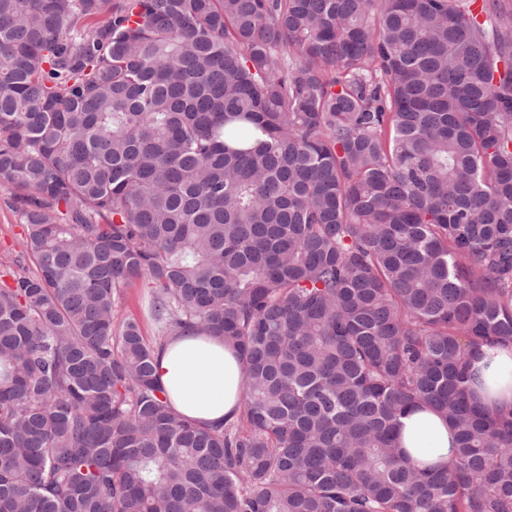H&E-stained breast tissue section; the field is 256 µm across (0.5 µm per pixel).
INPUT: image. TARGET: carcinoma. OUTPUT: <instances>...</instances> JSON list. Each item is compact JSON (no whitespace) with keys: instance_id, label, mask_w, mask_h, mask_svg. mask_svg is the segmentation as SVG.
Segmentation results:
<instances>
[{"instance_id":"cac0c4a2","label":"carcinoma","mask_w":512,"mask_h":512,"mask_svg":"<svg viewBox=\"0 0 512 512\" xmlns=\"http://www.w3.org/2000/svg\"><path fill=\"white\" fill-rule=\"evenodd\" d=\"M499 5L0 0V512H512L466 373L512 343ZM137 280L155 344L114 321ZM183 334L237 345L234 420L157 384ZM426 407L457 447L422 470ZM22 226L13 204L12 190L0 187V272L20 253ZM397 442L420 468L445 466L453 459L454 432L445 418L430 410L412 409L401 416Z\"/></svg>"}]
</instances>
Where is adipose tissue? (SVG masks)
Listing matches in <instances>:
<instances>
[{"label": "adipose tissue", "instance_id": "ef3b65f1", "mask_svg": "<svg viewBox=\"0 0 512 512\" xmlns=\"http://www.w3.org/2000/svg\"><path fill=\"white\" fill-rule=\"evenodd\" d=\"M155 377L181 415L209 426L233 420L243 378L236 350L212 336H174L157 349ZM470 398L489 414L512 413V344L485 345L470 359ZM398 445L422 468L453 458L454 432L430 410L399 419Z\"/></svg>", "mask_w": 512, "mask_h": 512}]
</instances>
